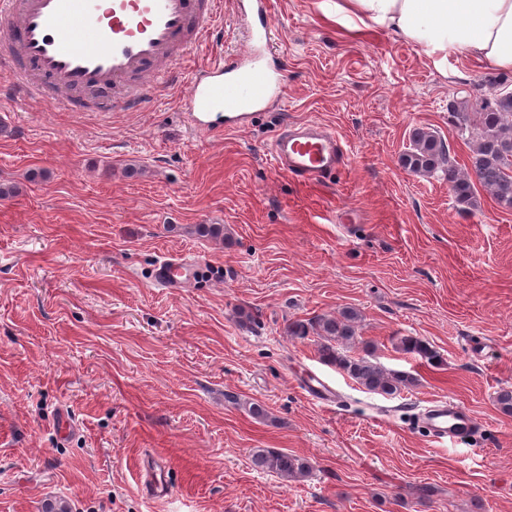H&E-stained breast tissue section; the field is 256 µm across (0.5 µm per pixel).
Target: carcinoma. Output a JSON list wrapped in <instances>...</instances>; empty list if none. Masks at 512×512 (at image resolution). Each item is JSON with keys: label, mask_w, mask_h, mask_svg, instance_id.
<instances>
[{"label": "carcinoma", "mask_w": 512, "mask_h": 512, "mask_svg": "<svg viewBox=\"0 0 512 512\" xmlns=\"http://www.w3.org/2000/svg\"><path fill=\"white\" fill-rule=\"evenodd\" d=\"M454 116L459 131L468 134L473 142L468 168H459L445 140L425 128L412 130L410 148L400 157L401 167L414 174H442L456 201L466 208L476 206L478 185L489 191L499 205L512 208V91L483 99L474 124L467 112H456ZM357 321V311L347 307L334 316H318L308 324L293 322L288 325V335L305 339L315 331L321 359L370 392L393 395L415 385L416 378L411 373L390 370L374 361L368 344L363 353L349 354L359 344ZM394 348L431 366L443 364L439 353L416 336L396 337ZM252 462L256 468L287 480L303 478L312 468L307 458L269 450L257 451Z\"/></svg>", "instance_id": "obj_1"}]
</instances>
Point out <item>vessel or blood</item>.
<instances>
[{"label": "vessel or blood", "mask_w": 512, "mask_h": 512, "mask_svg": "<svg viewBox=\"0 0 512 512\" xmlns=\"http://www.w3.org/2000/svg\"><path fill=\"white\" fill-rule=\"evenodd\" d=\"M239 11L262 19L250 33L258 56L271 50L269 0H244ZM219 14L220 0H0V98L42 99L78 112L92 97L97 111L137 112L156 81L185 87L183 107L196 131L241 130L279 79L258 56L246 65L219 54L206 67L184 66L192 51L214 47ZM272 153L290 176L310 181L336 170L347 150L334 133L303 121L276 134ZM198 271L190 259L165 260L155 282L179 288ZM421 424L440 444L478 430L474 417L448 400L434 401Z\"/></svg>", "instance_id": "obj_1"}]
</instances>
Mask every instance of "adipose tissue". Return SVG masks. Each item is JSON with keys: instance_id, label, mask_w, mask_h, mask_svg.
Returning a JSON list of instances; mask_svg holds the SVG:
<instances>
[{"instance_id": "obj_1", "label": "adipose tissue", "mask_w": 512, "mask_h": 512, "mask_svg": "<svg viewBox=\"0 0 512 512\" xmlns=\"http://www.w3.org/2000/svg\"><path fill=\"white\" fill-rule=\"evenodd\" d=\"M321 7L348 31L385 30L430 57L455 51L512 70V0H322Z\"/></svg>"}]
</instances>
